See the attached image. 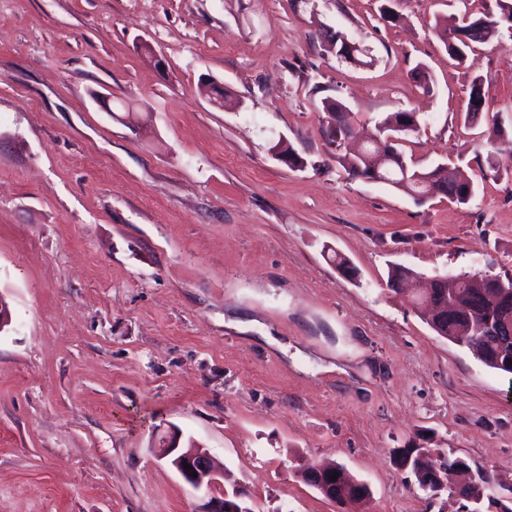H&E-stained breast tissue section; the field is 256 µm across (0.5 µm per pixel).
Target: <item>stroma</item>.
<instances>
[{"mask_svg":"<svg viewBox=\"0 0 512 512\" xmlns=\"http://www.w3.org/2000/svg\"><path fill=\"white\" fill-rule=\"evenodd\" d=\"M490 2L0 0V512H206L158 455L172 427L255 512H337L301 477L322 462L368 486L348 512H457L401 448L512 482V375L387 285L392 262L512 277V173L486 162L493 128L512 138V32L467 65L433 29ZM326 97L367 135L417 112L406 159L460 168L476 196L419 203L349 177ZM281 140L303 167L274 158Z\"/></svg>","mask_w":512,"mask_h":512,"instance_id":"obj_1","label":"stroma"}]
</instances>
